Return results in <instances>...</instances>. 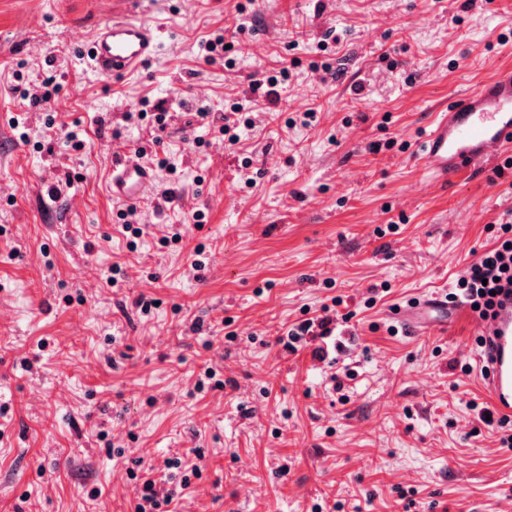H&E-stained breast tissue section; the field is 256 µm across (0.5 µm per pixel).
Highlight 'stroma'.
<instances>
[{
    "mask_svg": "<svg viewBox=\"0 0 512 512\" xmlns=\"http://www.w3.org/2000/svg\"><path fill=\"white\" fill-rule=\"evenodd\" d=\"M126 15L160 47L98 75L80 48ZM509 64L512 0H0V512H136L176 456L175 512H512L477 313L389 316L512 221V148L439 180L417 151ZM238 101L232 145L197 109ZM153 179L150 167L119 158L112 162L107 190L113 201L135 207L141 203L144 189Z\"/></svg>",
    "mask_w": 512,
    "mask_h": 512,
    "instance_id": "1",
    "label": "stroma"
}]
</instances>
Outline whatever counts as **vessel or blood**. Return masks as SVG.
Instances as JSON below:
<instances>
[{
    "label": "vessel or blood",
    "mask_w": 512,
    "mask_h": 512,
    "mask_svg": "<svg viewBox=\"0 0 512 512\" xmlns=\"http://www.w3.org/2000/svg\"><path fill=\"white\" fill-rule=\"evenodd\" d=\"M158 49V36L145 23L112 19L101 24L85 46L91 67L101 74L129 73ZM512 143V68L498 71L476 92L449 103L421 138L420 156L434 175L445 177L471 169ZM154 175L145 164L116 159L107 183L114 201L134 207L141 203ZM392 316L407 331L420 335L447 321L448 302L433 295L397 307ZM484 338L489 347L487 392L494 408L512 414V295L501 298L488 321Z\"/></svg>",
    "instance_id": "obj_1"
}]
</instances>
